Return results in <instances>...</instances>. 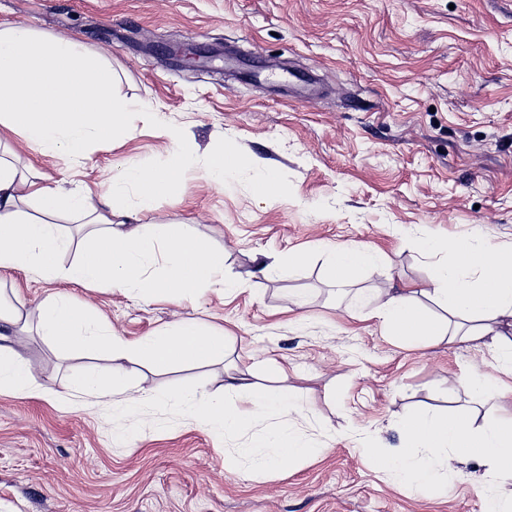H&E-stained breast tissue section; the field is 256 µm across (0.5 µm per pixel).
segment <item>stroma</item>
Returning <instances> with one entry per match:
<instances>
[{
	"mask_svg": "<svg viewBox=\"0 0 512 512\" xmlns=\"http://www.w3.org/2000/svg\"><path fill=\"white\" fill-rule=\"evenodd\" d=\"M0 23L77 38L111 65L114 97L141 104L128 115L131 135L89 145L80 172L15 137L17 165L34 161L49 186L93 190L129 160L163 168L160 129L180 126L195 164L179 174V194L157 197L140 221L188 225L223 249L225 277L243 283L178 305L20 269H0V289L30 310L68 295L130 341L181 317L223 330V360L166 374L140 365L142 387L218 396L225 372L257 383L277 363L274 386L306 408L292 428L322 449L286 470H228L226 453L261 444L266 426L224 437L170 405L113 418L71 388L87 366L108 373L110 360L63 358L32 334L18 348L43 392L0 393V512H480L493 492L512 512V488L473 465L424 489L375 469L369 449L395 452L406 413L512 422V398L475 402L459 389L487 350L401 342L349 305L355 288L429 287L422 233L476 231L512 245V0H0ZM176 43L229 59L195 71L162 53ZM224 145L259 166L218 188L202 169ZM262 169L276 173L277 197L256 194ZM338 245L386 261L339 289L323 256ZM291 251L307 253L304 267L266 272ZM296 294L306 304L293 310Z\"/></svg>",
	"mask_w": 512,
	"mask_h": 512,
	"instance_id": "35a3bbf8",
	"label": "stroma"
}]
</instances>
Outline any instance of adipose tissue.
Returning <instances> with one entry per match:
<instances>
[{
    "mask_svg": "<svg viewBox=\"0 0 512 512\" xmlns=\"http://www.w3.org/2000/svg\"><path fill=\"white\" fill-rule=\"evenodd\" d=\"M111 67L74 37H42L30 28L0 24V128L23 138L44 154H62L81 163L94 141L131 134L128 103L112 95ZM171 143L166 171L127 163L116 168L96 196L66 194L39 184L35 170H20L0 157V267L34 270L47 279L75 285L108 286L142 298L172 301L222 285L232 293L237 283H218L224 252L183 224L129 225L134 213L151 211L161 195L178 192L173 172L189 167L196 156L193 140L167 127ZM137 197L126 205L127 193ZM35 206L30 216L27 206ZM80 216L81 237L56 224L58 216ZM421 252L434 263L430 288H392L379 294L358 293L353 305L369 310L383 331L402 341L429 344L450 339L493 353L503 369L512 370V247H492L480 234L447 239L422 235ZM78 250L76 261L61 266V257ZM382 255L370 248L339 246L327 253L329 280L343 287L357 276L375 272ZM433 298L435 308L423 304ZM37 333L62 356L101 346L114 362L107 377L86 374L78 392L90 394L122 417L145 404L172 405L201 427L234 436L258 422L271 432L263 449H236L227 464L250 462L258 470L289 467L317 455L301 443L290 416L301 407L286 393L229 378L223 395L206 397L193 389L173 394L144 390L126 370L140 363L157 373L183 364L208 363L224 356V335L191 319H180L156 333L129 341L91 309L58 295L37 310L14 304L0 293V391L21 397L38 395L31 362L13 346L16 336ZM401 446L394 455L374 453L377 469L413 486L440 485L458 475V463L474 462L488 479L512 484V424L474 425L456 412L417 411L398 424Z\"/></svg>",
    "mask_w": 512,
    "mask_h": 512,
    "instance_id": "ef3b65f1",
    "label": "adipose tissue"
}]
</instances>
